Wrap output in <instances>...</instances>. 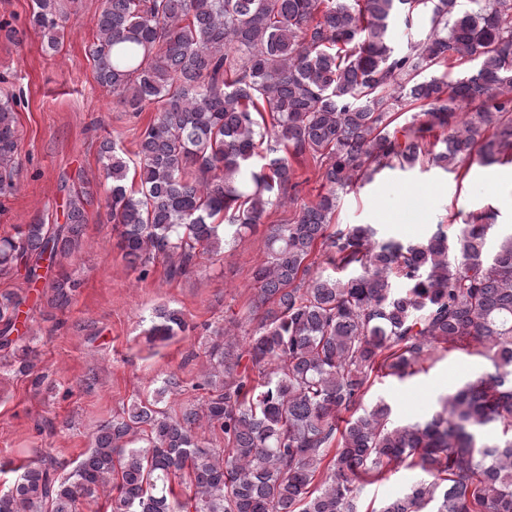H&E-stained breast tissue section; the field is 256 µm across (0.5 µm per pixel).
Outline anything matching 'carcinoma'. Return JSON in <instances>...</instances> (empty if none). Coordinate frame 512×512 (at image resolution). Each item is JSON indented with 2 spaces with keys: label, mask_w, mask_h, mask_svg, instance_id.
<instances>
[{
  "label": "carcinoma",
  "mask_w": 512,
  "mask_h": 512,
  "mask_svg": "<svg viewBox=\"0 0 512 512\" xmlns=\"http://www.w3.org/2000/svg\"><path fill=\"white\" fill-rule=\"evenodd\" d=\"M66 18L59 0H33L48 50ZM398 18L418 33L402 52ZM94 26L98 82L134 112L156 110L136 161L100 145L110 186L97 221L117 232L137 280L158 259L183 275L261 223L286 197L294 159L311 158L327 190L271 227L252 334H215L207 353L222 380L199 385V407L172 417L160 390L132 402L68 475L46 458L23 467L0 490V512H79L105 490L111 512H357L360 485L403 464L420 478L379 512L433 501L435 512H512V232L489 245L492 212L451 246L441 224L415 243L380 242L361 224L331 229L338 192L381 168L426 160L454 171L475 152L512 163V0H105ZM401 112L411 122L398 127ZM17 150L14 102L0 100L1 197L15 191ZM93 199L83 186L68 194L64 223L1 236L0 272L25 270L30 287L44 282L39 298L67 306L77 282L65 261ZM320 252L326 267L314 272ZM21 305L0 294V349L36 384L38 353L10 338L28 328ZM186 328L158 309L149 335ZM474 344L495 372L441 398L425 422L395 426L384 400L364 405L373 374L403 378L440 347ZM203 426L225 449L202 445ZM176 483L194 489L189 501Z\"/></svg>",
  "instance_id": "1"
}]
</instances>
